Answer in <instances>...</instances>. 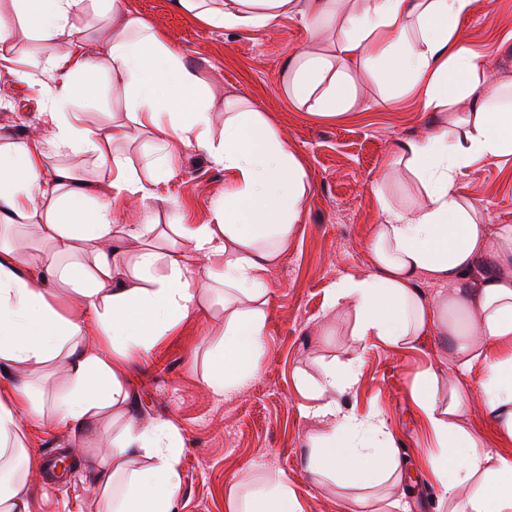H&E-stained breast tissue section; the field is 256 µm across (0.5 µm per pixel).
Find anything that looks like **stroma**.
<instances>
[{
  "label": "stroma",
  "mask_w": 512,
  "mask_h": 512,
  "mask_svg": "<svg viewBox=\"0 0 512 512\" xmlns=\"http://www.w3.org/2000/svg\"><path fill=\"white\" fill-rule=\"evenodd\" d=\"M173 2L122 0L130 14L150 25L210 84L213 136L222 131L225 99L260 112L301 161L309 185L305 220L295 225L270 271L265 349L247 389L224 398L205 384L207 357L219 341L223 315L216 302L208 316L185 321L132 370L141 414L173 418L184 436L178 512H225L230 484L245 493L280 477L305 512H340L344 501L360 495L366 498L363 512H384L395 489L364 492L330 481L320 484L305 464L308 440L321 427L305 413L313 399L302 383L319 379L324 365L354 357L361 360L359 381L341 397V404L361 415L381 414L408 465L409 512H434L435 492L420 470L429 440L412 393L418 372L438 361L448 341L431 336L412 351L364 341L354 333L353 309L329 308L327 297L341 279L372 272L368 242L384 214L371 186L389 163L396 142L425 134L436 114L423 111L411 95L385 106L389 87L362 70L352 109L335 117L315 115L281 90L286 58L309 45L301 21L287 20L272 30L217 29L176 9ZM14 13L12 0H0V20L13 30L0 43V53L26 63L22 76L0 68V137L19 140L43 126L51 84L48 59L65 55L75 39L86 41L89 52L98 54L111 20L97 5H88L73 18L71 37L47 47L18 28ZM459 31L470 47L487 51L489 73L512 79V0H472ZM91 79L95 93L76 97L66 109L68 118L91 129L127 122L130 92L125 83L105 71L93 72ZM231 185L232 177L222 166L187 149L178 155L173 177L161 184L160 199L145 206L116 202L112 217L120 225L205 224L212 202ZM457 191L480 207L484 223L512 225V157L482 160L464 169ZM113 432L106 419L87 432L61 428L49 417L32 429L27 439L30 459L42 463L70 454L74 465L64 475L40 471L30 512H100L85 461Z\"/></svg>",
  "instance_id": "1"
}]
</instances>
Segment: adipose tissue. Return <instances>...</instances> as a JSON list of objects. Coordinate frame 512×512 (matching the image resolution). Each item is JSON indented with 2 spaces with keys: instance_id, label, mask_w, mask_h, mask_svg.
I'll return each mask as SVG.
<instances>
[{
  "instance_id": "obj_1",
  "label": "adipose tissue",
  "mask_w": 512,
  "mask_h": 512,
  "mask_svg": "<svg viewBox=\"0 0 512 512\" xmlns=\"http://www.w3.org/2000/svg\"><path fill=\"white\" fill-rule=\"evenodd\" d=\"M25 30L51 44L71 34L86 0H14ZM178 9L224 29H267L300 19L311 49L294 53L283 74L289 98L309 112L335 116L357 99L352 69L372 70L395 93L413 92L428 112H444L422 137L399 141L395 164L420 193L402 206L387 195L390 173L373 183L384 214L368 248L375 270L340 280L330 307L351 305L362 339L414 347L444 336L442 360L451 379L440 386L435 367L417 377L413 399L432 440L422 473L438 490L435 512H512V453L483 447L461 424L465 393L476 387L497 434L512 437V225L486 224L456 191L471 164L512 156V103L499 102L484 58L458 34L471 0H175ZM112 29L97 56L75 44L48 67L53 86L46 135L0 146V512H29L35 466L24 441L52 413L64 428H89L104 414L122 419L116 437L93 457L92 486L102 512H177L184 440L169 419H142L128 384L133 363L183 322L207 311L215 284L224 286L221 341L210 356L207 386L241 393L258 370L271 262L304 218L306 172L287 143L257 112L224 115L211 133L212 89L120 0H108ZM108 70L130 91V116L153 136L163 178L182 148L208 155L232 176L208 224H179L186 249L164 244L157 224L112 221L121 197L160 199L118 150L128 130L69 122L63 110L84 76ZM469 109L457 111L460 102ZM85 154L108 172L76 190V171L60 157ZM37 229L46 250L30 269L14 227ZM441 285L427 296L421 280ZM76 294V312L55 301L58 288ZM483 374L469 383L474 364ZM63 366L67 393L45 401L22 373ZM359 364L327 367L312 390L308 415L324 430L307 467L314 480L400 485L401 460L379 415L343 410L340 396L358 381ZM225 512H304L287 481L229 491Z\"/></svg>"
}]
</instances>
